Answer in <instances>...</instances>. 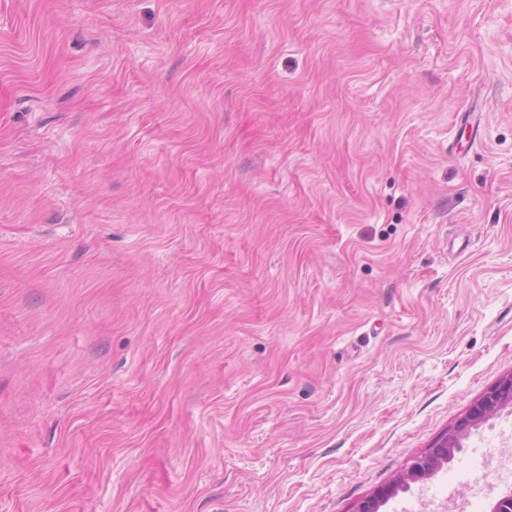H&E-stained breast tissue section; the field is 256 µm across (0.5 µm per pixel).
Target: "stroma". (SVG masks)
Instances as JSON below:
<instances>
[{"label": "stroma", "instance_id": "1", "mask_svg": "<svg viewBox=\"0 0 512 512\" xmlns=\"http://www.w3.org/2000/svg\"><path fill=\"white\" fill-rule=\"evenodd\" d=\"M511 373L512 0H0V512H356Z\"/></svg>", "mask_w": 512, "mask_h": 512}]
</instances>
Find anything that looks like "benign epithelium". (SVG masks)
<instances>
[{
    "mask_svg": "<svg viewBox=\"0 0 512 512\" xmlns=\"http://www.w3.org/2000/svg\"><path fill=\"white\" fill-rule=\"evenodd\" d=\"M506 408L512 409V373L486 391L445 434L417 456L399 477L363 500L356 512H380V508L398 493L408 491L411 485L435 476L453 460L455 453L463 447V441L474 430Z\"/></svg>",
    "mask_w": 512,
    "mask_h": 512,
    "instance_id": "1",
    "label": "benign epithelium"
}]
</instances>
